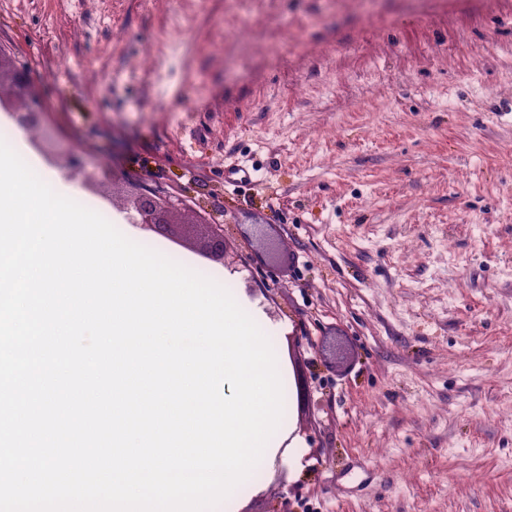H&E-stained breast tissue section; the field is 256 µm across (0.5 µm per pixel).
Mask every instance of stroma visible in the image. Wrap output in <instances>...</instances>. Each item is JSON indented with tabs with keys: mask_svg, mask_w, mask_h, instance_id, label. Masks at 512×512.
Returning a JSON list of instances; mask_svg holds the SVG:
<instances>
[{
	"mask_svg": "<svg viewBox=\"0 0 512 512\" xmlns=\"http://www.w3.org/2000/svg\"><path fill=\"white\" fill-rule=\"evenodd\" d=\"M0 51L44 112L1 140L117 223L181 198L136 242L286 323L302 455L241 512H512V0H0ZM180 205L183 203L163 198L155 190L145 187L134 198L128 219L131 223L140 224L157 235L172 238L173 225L167 216ZM131 211L135 213L132 214ZM207 227V236L203 242L202 254L209 260L217 263H223L226 249L224 239L223 225L205 224Z\"/></svg>",
	"mask_w": 512,
	"mask_h": 512,
	"instance_id": "1",
	"label": "stroma"
}]
</instances>
